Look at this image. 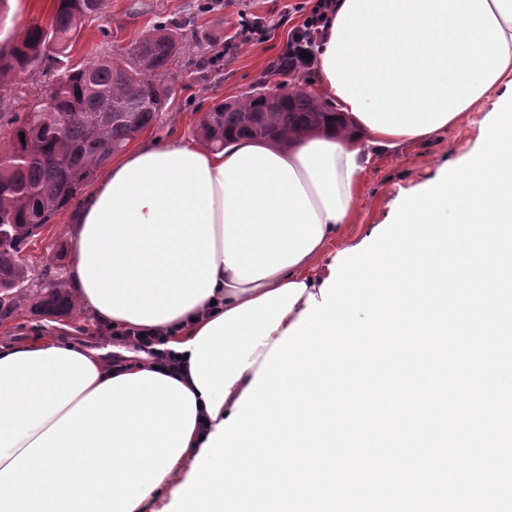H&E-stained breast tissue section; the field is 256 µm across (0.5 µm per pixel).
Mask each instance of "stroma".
I'll return each mask as SVG.
<instances>
[{"mask_svg": "<svg viewBox=\"0 0 512 512\" xmlns=\"http://www.w3.org/2000/svg\"><path fill=\"white\" fill-rule=\"evenodd\" d=\"M203 0H107L105 11L84 23L72 47L68 64L125 51L144 30L170 20L179 21L185 49L174 70L164 111L146 138L170 143L201 135L203 113L219 103L241 99L260 86L312 88L313 74L281 73L277 58L291 27L300 25L295 13L298 0H214L202 9ZM54 0H9V11L0 25V44L9 31L29 21H51ZM266 18L263 39L243 42L237 35L241 13ZM49 80L42 70L15 75L4 109L26 111L41 99ZM481 113L471 112L459 124L425 141L398 150L372 151L361 175L355 210L345 225L342 242L358 243L369 227L388 223L391 206L402 194L433 180L440 167L467 154L475 145ZM70 208L60 210L40 232L24 244L20 257L35 276L32 290L47 279H67L71 249L67 235Z\"/></svg>", "mask_w": 512, "mask_h": 512, "instance_id": "35a3bbf8", "label": "stroma"}]
</instances>
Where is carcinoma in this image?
I'll return each instance as SVG.
<instances>
[{
    "instance_id": "cac0c4a2",
    "label": "carcinoma",
    "mask_w": 512,
    "mask_h": 512,
    "mask_svg": "<svg viewBox=\"0 0 512 512\" xmlns=\"http://www.w3.org/2000/svg\"><path fill=\"white\" fill-rule=\"evenodd\" d=\"M106 0H55L49 25L30 22L0 53V88L47 60L67 56L83 18L96 16ZM175 21L143 32L124 53L101 58L87 75L77 67L54 71L48 85L53 106L30 112H0V319L9 317L32 269L18 259L22 245L76 198L83 184L112 156L148 129L163 112L171 65L183 52ZM255 89L202 117L203 136L215 147L233 138L287 140L336 122L315 98L297 88L274 99ZM35 310L68 317L78 300L62 281L40 289Z\"/></svg>"
}]
</instances>
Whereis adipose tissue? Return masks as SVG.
<instances>
[{
	"label": "adipose tissue",
	"mask_w": 512,
	"mask_h": 512,
	"mask_svg": "<svg viewBox=\"0 0 512 512\" xmlns=\"http://www.w3.org/2000/svg\"><path fill=\"white\" fill-rule=\"evenodd\" d=\"M320 101L346 129L222 150L146 140L71 216L69 286L102 331L169 333L181 370L105 350L66 326L0 344V512H237L261 448L321 436L325 408L285 419L338 341L400 313L434 323L448 271L455 315L485 334L512 235V0H338L314 51ZM500 97L479 146L330 251L371 146L456 126Z\"/></svg>",
	"instance_id": "1"
}]
</instances>
